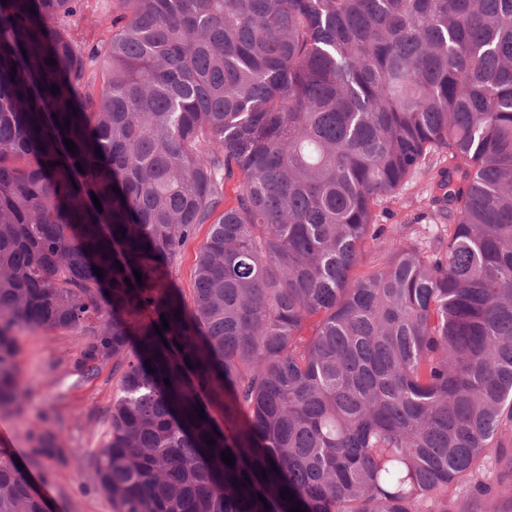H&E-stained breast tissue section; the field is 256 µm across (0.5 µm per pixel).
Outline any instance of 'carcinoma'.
I'll list each match as a JSON object with an SVG mask.
<instances>
[{
	"instance_id": "obj_1",
	"label": "carcinoma",
	"mask_w": 512,
	"mask_h": 512,
	"mask_svg": "<svg viewBox=\"0 0 512 512\" xmlns=\"http://www.w3.org/2000/svg\"><path fill=\"white\" fill-rule=\"evenodd\" d=\"M82 8L0 0V410L20 329L80 331L113 512H455L512 456V0H112L91 48ZM419 173L427 248L376 222ZM0 512H46L1 452ZM209 225L202 224L196 234L188 239L177 259L176 265L171 269L164 268L161 279V288L166 292H174L181 296L186 308L192 305V288H194V265L196 255L202 245Z\"/></svg>"
}]
</instances>
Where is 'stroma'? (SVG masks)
I'll return each instance as SVG.
<instances>
[{
	"label": "stroma",
	"mask_w": 512,
	"mask_h": 512,
	"mask_svg": "<svg viewBox=\"0 0 512 512\" xmlns=\"http://www.w3.org/2000/svg\"><path fill=\"white\" fill-rule=\"evenodd\" d=\"M108 0H86L84 16L72 24L70 33L86 45H96L112 33ZM385 227H397L414 235L423 244L442 236L427 205L425 176H416L401 199L385 202L377 212ZM208 232L200 225L185 243L175 266L164 271V291L192 302L196 255ZM85 338L78 333H63L48 328L22 331L18 336L20 383L25 399L20 409L0 412V451L13 449L27 457L30 434L46 427L56 433L68 450L66 464L53 468L51 478L39 470L29 476L46 492L48 512H112L104 494L98 490L93 460L105 443L112 401L119 394V377L111 366L99 375L80 380L75 361Z\"/></svg>",
	"instance_id": "obj_1"
}]
</instances>
